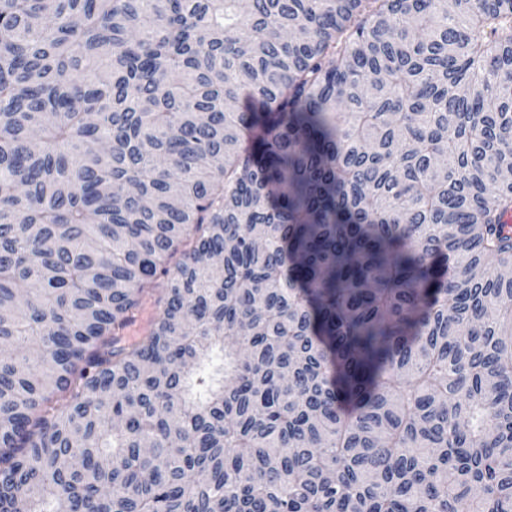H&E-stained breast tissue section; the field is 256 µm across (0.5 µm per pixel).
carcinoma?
I'll return each instance as SVG.
<instances>
[{
    "mask_svg": "<svg viewBox=\"0 0 512 512\" xmlns=\"http://www.w3.org/2000/svg\"><path fill=\"white\" fill-rule=\"evenodd\" d=\"M509 211L512 0H0V512H512Z\"/></svg>",
    "mask_w": 512,
    "mask_h": 512,
    "instance_id": "carcinoma-1",
    "label": "carcinoma"
}]
</instances>
